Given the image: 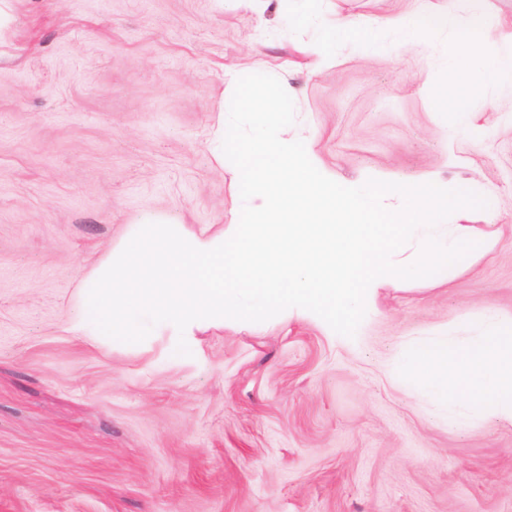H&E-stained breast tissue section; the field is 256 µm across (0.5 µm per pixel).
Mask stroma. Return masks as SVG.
Instances as JSON below:
<instances>
[{"instance_id":"35a3bbf8","label":"stroma","mask_w":512,"mask_h":512,"mask_svg":"<svg viewBox=\"0 0 512 512\" xmlns=\"http://www.w3.org/2000/svg\"><path fill=\"white\" fill-rule=\"evenodd\" d=\"M0 0V512H512V426L446 424L392 366L409 346L512 317V80L438 93L455 29L512 50V0H457L432 43L338 45L315 68L306 0ZM422 0H317L318 17H419ZM292 97L290 137L330 179L479 193L486 252L386 279L355 337L319 316L168 322L140 345L70 335L79 276L148 215L198 236L239 204L209 146L225 71Z\"/></svg>"}]
</instances>
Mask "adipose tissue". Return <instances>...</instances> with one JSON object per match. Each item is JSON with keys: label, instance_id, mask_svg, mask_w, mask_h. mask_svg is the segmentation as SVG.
<instances>
[{"label": "adipose tissue", "instance_id": "ef3b65f1", "mask_svg": "<svg viewBox=\"0 0 512 512\" xmlns=\"http://www.w3.org/2000/svg\"><path fill=\"white\" fill-rule=\"evenodd\" d=\"M449 12L426 4L420 20L400 15L385 19L336 18L320 30L318 64L335 65L332 48L337 40H352L395 29L404 41L414 43L434 33ZM512 71V60H503L482 33L458 30L447 54L443 100L455 127L470 124L461 104L467 85L497 80ZM403 382L430 395L445 410L449 423L494 417L512 424V320L485 310L474 335L445 337L408 349L397 363Z\"/></svg>", "mask_w": 512, "mask_h": 512}]
</instances>
